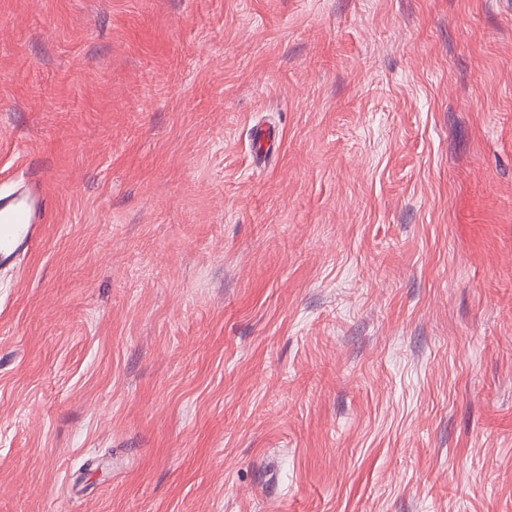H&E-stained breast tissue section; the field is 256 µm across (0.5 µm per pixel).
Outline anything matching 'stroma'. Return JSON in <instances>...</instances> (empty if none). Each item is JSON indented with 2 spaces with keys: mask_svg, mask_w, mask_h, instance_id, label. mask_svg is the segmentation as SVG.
<instances>
[{
  "mask_svg": "<svg viewBox=\"0 0 512 512\" xmlns=\"http://www.w3.org/2000/svg\"><path fill=\"white\" fill-rule=\"evenodd\" d=\"M33 160L0 512H512V0H0Z\"/></svg>",
  "mask_w": 512,
  "mask_h": 512,
  "instance_id": "35a3bbf8",
  "label": "stroma"
}]
</instances>
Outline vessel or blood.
<instances>
[{"mask_svg": "<svg viewBox=\"0 0 512 512\" xmlns=\"http://www.w3.org/2000/svg\"><path fill=\"white\" fill-rule=\"evenodd\" d=\"M49 201L38 169L12 194L0 197V255L14 257L39 239Z\"/></svg>", "mask_w": 512, "mask_h": 512, "instance_id": "b4317fda", "label": "vessel or blood"}]
</instances>
